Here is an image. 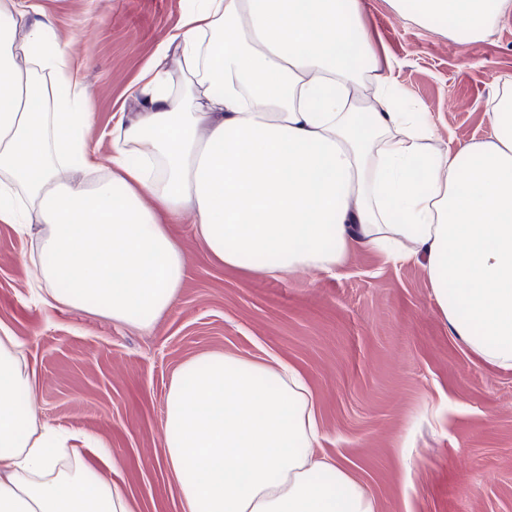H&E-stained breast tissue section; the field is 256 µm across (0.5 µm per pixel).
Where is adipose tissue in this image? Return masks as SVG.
Returning a JSON list of instances; mask_svg holds the SVG:
<instances>
[{"label": "adipose tissue", "instance_id": "obj_1", "mask_svg": "<svg viewBox=\"0 0 512 512\" xmlns=\"http://www.w3.org/2000/svg\"><path fill=\"white\" fill-rule=\"evenodd\" d=\"M512 0H417L422 22L481 37ZM361 0H191L116 112L107 172L94 169L91 97L68 39L31 0H0V223L35 244L34 287L74 309L148 327L184 278L169 225L189 219L224 266L278 277L342 269L358 246L422 262L454 336L512 369V113L482 142L428 150L360 20ZM375 103L354 91L358 60ZM17 336L0 326V512H133L124 485L91 476L70 435L22 429L32 390ZM319 425L300 372L209 355L167 393L161 459L185 512H377Z\"/></svg>", "mask_w": 512, "mask_h": 512}]
</instances>
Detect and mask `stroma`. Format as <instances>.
I'll list each match as a JSON object with an SVG mask.
<instances>
[{
	"label": "stroma",
	"mask_w": 512,
	"mask_h": 512,
	"mask_svg": "<svg viewBox=\"0 0 512 512\" xmlns=\"http://www.w3.org/2000/svg\"><path fill=\"white\" fill-rule=\"evenodd\" d=\"M70 40L94 102L91 145L111 153L112 115L135 111L126 90L174 33L186 0H38ZM392 75L435 135L431 151L484 140L487 114L512 96V15L478 39L412 0H362ZM170 232L185 275L147 329L29 293V238L0 224V325L17 336L37 425L91 434L109 448L137 512H183L159 462L170 383L209 354L296 365L315 395L317 454L350 465L378 512H512V370L475 356L432 298L423 264L355 248L336 274L277 278L225 267L189 224Z\"/></svg>",
	"instance_id": "obj_1"
}]
</instances>
